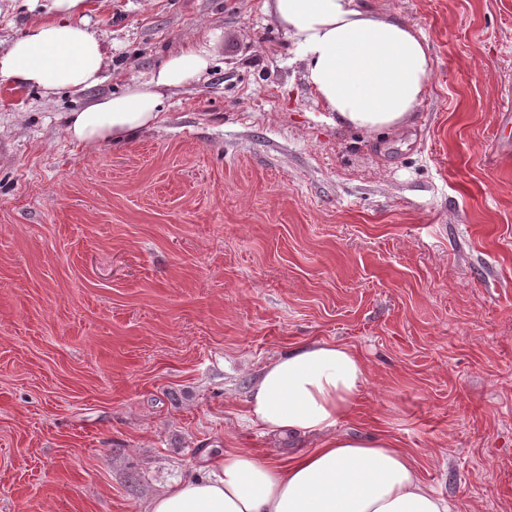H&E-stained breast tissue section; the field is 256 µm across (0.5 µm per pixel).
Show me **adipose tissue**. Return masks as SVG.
<instances>
[{
  "label": "adipose tissue",
  "instance_id": "1",
  "mask_svg": "<svg viewBox=\"0 0 512 512\" xmlns=\"http://www.w3.org/2000/svg\"><path fill=\"white\" fill-rule=\"evenodd\" d=\"M33 13L0 51V78L51 96L104 80L109 49L87 0H25ZM303 76L336 125L394 135L424 101L434 58L422 32L381 14L374 0H265ZM210 44L168 56L148 80L66 113L64 131L86 147L122 145L163 122L166 93L208 72ZM354 349L313 339L259 371L246 418L264 434L310 439L280 462L242 448L207 456L191 477L152 497L146 512H452L407 449L385 434L341 427L370 379Z\"/></svg>",
  "mask_w": 512,
  "mask_h": 512
}]
</instances>
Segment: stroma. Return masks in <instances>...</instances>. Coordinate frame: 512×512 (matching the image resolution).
Wrapping results in <instances>:
<instances>
[{
    "mask_svg": "<svg viewBox=\"0 0 512 512\" xmlns=\"http://www.w3.org/2000/svg\"><path fill=\"white\" fill-rule=\"evenodd\" d=\"M106 80L0 79V512H145L294 343L361 353L354 431L454 512H512V0H377L435 61L403 133L328 122L265 0H89ZM212 68L119 147L65 112L208 32Z\"/></svg>",
    "mask_w": 512,
    "mask_h": 512,
    "instance_id": "obj_1",
    "label": "stroma"
}]
</instances>
